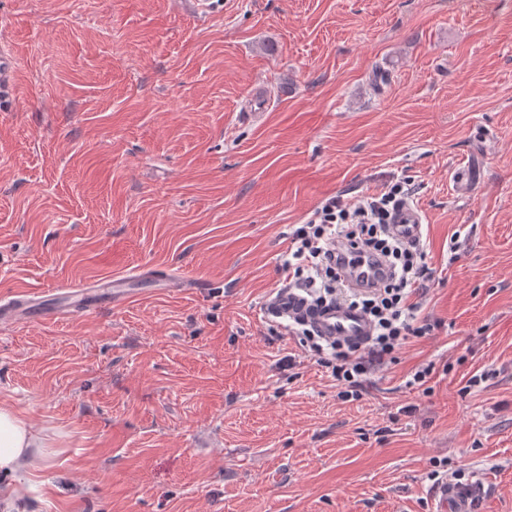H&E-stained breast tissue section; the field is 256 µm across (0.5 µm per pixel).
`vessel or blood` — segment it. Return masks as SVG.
<instances>
[{"instance_id":"obj_1","label":"vessel or blood","mask_w":512,"mask_h":512,"mask_svg":"<svg viewBox=\"0 0 512 512\" xmlns=\"http://www.w3.org/2000/svg\"><path fill=\"white\" fill-rule=\"evenodd\" d=\"M392 232L399 237L412 238L421 232V217L416 207L404 205L395 215ZM139 278L130 273L113 280L107 299L92 296L87 285L60 286L55 290L57 304H46L43 293L29 290L11 298L0 299V325H14L36 320H55L78 312L97 309L100 304L118 305L128 301L133 290L131 285ZM269 306L288 321H300L309 326L315 334L327 341H346L355 344L366 343L373 334L370 320L358 309L336 302L318 307L310 304L297 293L274 295ZM476 493L474 489L440 483L434 491V502L438 512H472Z\"/></svg>"}]
</instances>
